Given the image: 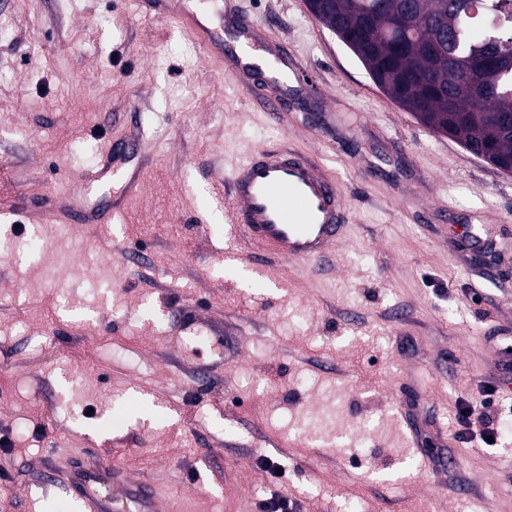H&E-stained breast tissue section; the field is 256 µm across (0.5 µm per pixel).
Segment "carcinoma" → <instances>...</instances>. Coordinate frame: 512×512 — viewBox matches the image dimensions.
Wrapping results in <instances>:
<instances>
[{"label": "carcinoma", "instance_id": "carcinoma-1", "mask_svg": "<svg viewBox=\"0 0 512 512\" xmlns=\"http://www.w3.org/2000/svg\"><path fill=\"white\" fill-rule=\"evenodd\" d=\"M325 0L317 20L351 50L374 83L404 110L512 168V0ZM473 82L463 86L459 72Z\"/></svg>", "mask_w": 512, "mask_h": 512}]
</instances>
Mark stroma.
I'll list each match as a JSON object with an SVG mask.
<instances>
[{
  "mask_svg": "<svg viewBox=\"0 0 512 512\" xmlns=\"http://www.w3.org/2000/svg\"><path fill=\"white\" fill-rule=\"evenodd\" d=\"M227 3L309 73L280 123L142 0H0V512H78L42 482L77 454L153 483L161 512H261L274 495L299 512H512V436L457 425L491 388L512 419L494 372L512 343V173L392 101L306 0ZM130 134L141 187L122 230L61 237V214H15L31 194L121 200L90 175ZM284 142L335 174L347 232L319 262L270 256L248 279L211 195ZM471 226L485 246L454 251ZM185 303L240 331L203 389L212 341L168 339Z\"/></svg>",
  "mask_w": 512,
  "mask_h": 512,
  "instance_id": "35a3bbf8",
  "label": "stroma"
}]
</instances>
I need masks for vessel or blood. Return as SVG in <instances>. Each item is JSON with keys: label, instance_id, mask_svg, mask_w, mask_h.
Wrapping results in <instances>:
<instances>
[{"label": "vessel or blood", "instance_id": "1", "mask_svg": "<svg viewBox=\"0 0 512 512\" xmlns=\"http://www.w3.org/2000/svg\"><path fill=\"white\" fill-rule=\"evenodd\" d=\"M155 16L174 18L200 39L212 55L225 59L236 75L274 82H302V75L288 77L277 70L288 57L287 46L270 47L262 27L247 13L236 17L232 40H224L197 16L186 13L180 0H153ZM140 140L130 136L110 141L93 172L95 182L111 184L118 172L116 162ZM224 204L232 214L239 238L286 262L311 263L333 253L346 230L348 202L335 178L320 171L310 159L285 146L251 152L231 170L225 185ZM120 207L85 208L83 224L120 223ZM172 338L181 342L215 328L189 305L174 306ZM73 498L83 512H115L125 501L135 512H157V493L136 481L118 465L93 464L78 458L64 473Z\"/></svg>", "mask_w": 512, "mask_h": 512}]
</instances>
